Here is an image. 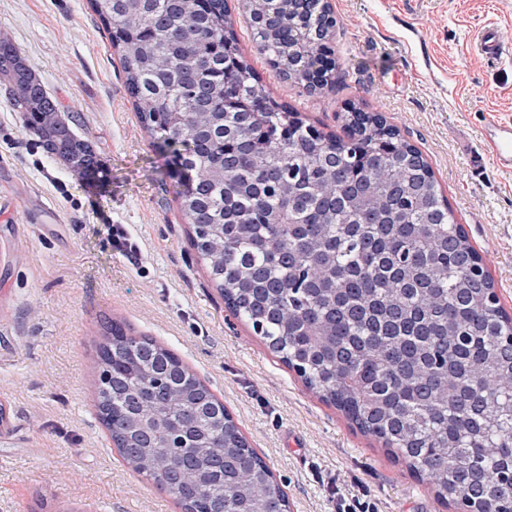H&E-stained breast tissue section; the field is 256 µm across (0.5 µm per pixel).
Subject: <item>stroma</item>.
Listing matches in <instances>:
<instances>
[{
  "label": "stroma",
  "mask_w": 512,
  "mask_h": 512,
  "mask_svg": "<svg viewBox=\"0 0 512 512\" xmlns=\"http://www.w3.org/2000/svg\"><path fill=\"white\" fill-rule=\"evenodd\" d=\"M335 69L314 93L260 54L228 0L247 62L272 97L327 135L346 108L383 115L417 147L512 315V171L481 138L512 118V55L487 62L488 23L512 46V0H329ZM19 47L95 146V186L49 157L0 85V512H184L121 457L99 418L98 351L112 321L176 354L223 402L288 496V512H455L382 443L321 402L233 316L190 244L171 154L144 130L89 0H0ZM124 225L132 257L107 227Z\"/></svg>",
  "instance_id": "obj_1"
}]
</instances>
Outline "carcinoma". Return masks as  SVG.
<instances>
[{
    "label": "carcinoma",
    "mask_w": 512,
    "mask_h": 512,
    "mask_svg": "<svg viewBox=\"0 0 512 512\" xmlns=\"http://www.w3.org/2000/svg\"><path fill=\"white\" fill-rule=\"evenodd\" d=\"M142 126L178 145L180 209L224 303L307 388L458 512H512V318L417 148L357 109L322 135L243 56L226 0H90ZM258 50L304 84L322 17L245 5ZM9 106L55 160L98 158L21 51L0 39ZM112 440L185 512H269L287 496L231 415L170 350L112 324ZM166 382L159 435L127 448L134 388ZM200 411L189 435L185 421ZM205 472L189 485L172 474Z\"/></svg>",
    "instance_id": "obj_1"
}]
</instances>
